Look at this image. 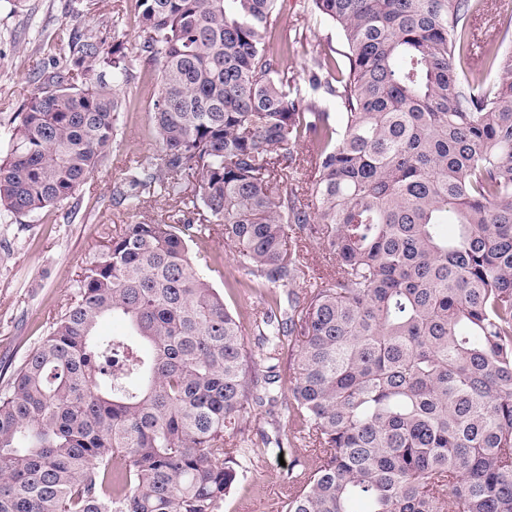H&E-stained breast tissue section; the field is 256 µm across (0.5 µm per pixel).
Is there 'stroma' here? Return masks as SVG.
<instances>
[{
    "label": "stroma",
    "mask_w": 512,
    "mask_h": 512,
    "mask_svg": "<svg viewBox=\"0 0 512 512\" xmlns=\"http://www.w3.org/2000/svg\"><path fill=\"white\" fill-rule=\"evenodd\" d=\"M72 0H0V161L8 153L16 116L40 88V76L53 55L52 42L65 28L101 36L119 35L126 47L143 42L135 0H84L73 12ZM274 27H297L303 41L288 58L291 68L306 74L324 55L343 52L344 41L331 25L303 13L302 0H278ZM151 63L134 59L117 92L128 106L106 161L76 193L78 208H50L36 217L0 216V387L19 366L24 353L38 344L48 321L64 308L72 284L99 251L108 234L127 224L166 219L171 201L144 197L134 208L116 207L112 188L133 163H152L160 144L150 132V111L157 87L149 76ZM210 278L225 303L248 316L263 308L254 293L229 288L240 272L233 251L222 237L211 242ZM303 448L285 447L281 455L259 459L246 481L224 501V512H275L288 498L282 481L286 466Z\"/></svg>",
    "instance_id": "obj_1"
}]
</instances>
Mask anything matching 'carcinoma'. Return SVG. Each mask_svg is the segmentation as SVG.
Wrapping results in <instances>:
<instances>
[{
	"label": "carcinoma",
	"mask_w": 512,
	"mask_h": 512,
	"mask_svg": "<svg viewBox=\"0 0 512 512\" xmlns=\"http://www.w3.org/2000/svg\"><path fill=\"white\" fill-rule=\"evenodd\" d=\"M137 2L161 154L126 168L112 204L179 206L108 238L0 390V512H222L289 439L309 453L284 512H512V27L477 70L474 0H306L347 62L300 78L277 0ZM131 66L91 31L58 37L0 164V209L75 198ZM306 86L336 98V121ZM297 231L331 261L313 288L294 289ZM214 233L245 275L228 287L266 296L251 350L208 251L191 253ZM110 316L130 331L99 335Z\"/></svg>",
	"instance_id": "carcinoma-1"
}]
</instances>
